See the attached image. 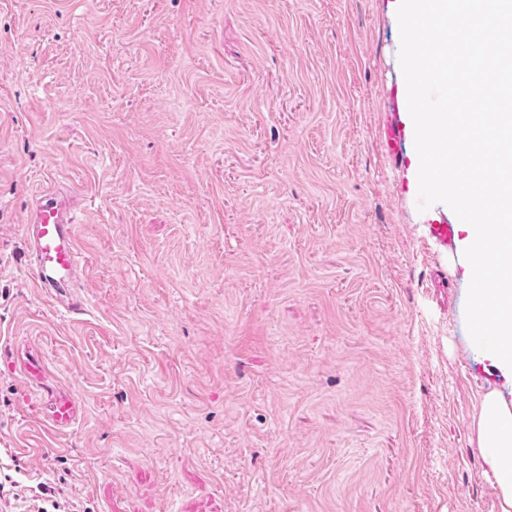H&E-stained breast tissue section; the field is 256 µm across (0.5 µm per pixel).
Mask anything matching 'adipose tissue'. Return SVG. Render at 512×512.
<instances>
[{"mask_svg": "<svg viewBox=\"0 0 512 512\" xmlns=\"http://www.w3.org/2000/svg\"><path fill=\"white\" fill-rule=\"evenodd\" d=\"M477 436L487 474L499 488L501 512H512V402L494 391L486 394Z\"/></svg>", "mask_w": 512, "mask_h": 512, "instance_id": "obj_1", "label": "adipose tissue"}]
</instances>
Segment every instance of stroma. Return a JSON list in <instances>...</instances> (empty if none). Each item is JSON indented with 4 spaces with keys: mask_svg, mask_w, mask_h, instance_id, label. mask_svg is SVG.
<instances>
[{
    "mask_svg": "<svg viewBox=\"0 0 512 512\" xmlns=\"http://www.w3.org/2000/svg\"><path fill=\"white\" fill-rule=\"evenodd\" d=\"M398 5L0 0V512H500L475 423L512 375L465 231L427 239ZM55 188L73 309L22 231ZM43 406L46 425L57 431L73 425L82 412L81 403L72 392L56 395Z\"/></svg>",
    "mask_w": 512,
    "mask_h": 512,
    "instance_id": "1",
    "label": "stroma"
}]
</instances>
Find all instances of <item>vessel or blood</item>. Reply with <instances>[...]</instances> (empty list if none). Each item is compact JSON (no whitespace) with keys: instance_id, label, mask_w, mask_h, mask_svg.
<instances>
[{"instance_id":"obj_1","label":"vessel or blood","mask_w":512,"mask_h":512,"mask_svg":"<svg viewBox=\"0 0 512 512\" xmlns=\"http://www.w3.org/2000/svg\"><path fill=\"white\" fill-rule=\"evenodd\" d=\"M24 235L33 248L36 287L47 289L53 297L71 294L80 260L74 215L53 194H43ZM81 412V403L71 392L56 395L44 406L47 426L57 431L73 425Z\"/></svg>"}]
</instances>
